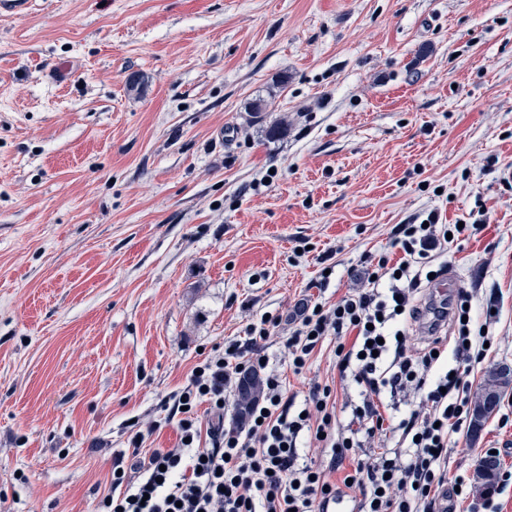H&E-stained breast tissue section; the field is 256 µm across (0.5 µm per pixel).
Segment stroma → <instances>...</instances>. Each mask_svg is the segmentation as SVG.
Instances as JSON below:
<instances>
[{
  "mask_svg": "<svg viewBox=\"0 0 512 512\" xmlns=\"http://www.w3.org/2000/svg\"><path fill=\"white\" fill-rule=\"evenodd\" d=\"M510 169L512 0H0V512H97L134 422L175 447L173 395L266 312L269 370L346 417L333 342L299 375L284 342L420 213L487 216L443 258L498 297L468 380L512 365ZM490 448L512 471V392L449 478Z\"/></svg>",
  "mask_w": 512,
  "mask_h": 512,
  "instance_id": "obj_1",
  "label": "stroma"
}]
</instances>
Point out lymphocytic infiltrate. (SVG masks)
Wrapping results in <instances>:
<instances>
[{"label":"lymphocytic infiltrate","mask_w":512,"mask_h":512,"mask_svg":"<svg viewBox=\"0 0 512 512\" xmlns=\"http://www.w3.org/2000/svg\"><path fill=\"white\" fill-rule=\"evenodd\" d=\"M463 230L441 223L437 212L395 225L392 245L401 256H367L370 288L343 296L336 303L305 307L285 341L288 363L302 371L327 337L336 340V366L351 374L360 402L347 421L336 418V397L328 385L314 384L309 403L295 410L277 374L267 372L264 346L279 324L275 315L249 323L240 340L226 341L192 370L178 407L179 441L172 448L142 454L143 443L156 431L147 426L131 439L139 479L112 475V490L101 500L102 512H329L347 490L360 488L357 512H435L436 497L447 482L464 486V477L449 479L446 459L451 434L467 423L470 383L462 373L444 368L446 355L460 364L485 358L489 328L497 317L494 302L482 323L466 318L472 297L459 292L450 307L418 306L438 253L449 236ZM452 321L453 346L435 331ZM418 324L433 339L419 355L406 354L400 339ZM262 374L264 393L247 412V426L224 428V392L233 376ZM411 395L422 408L395 427L396 447L356 455L371 429L383 428V394ZM208 403L212 424H203L199 403ZM310 437L329 450V467L320 469L301 458L299 442ZM344 471L343 485L327 472Z\"/></svg>","instance_id":"obj_1"}]
</instances>
